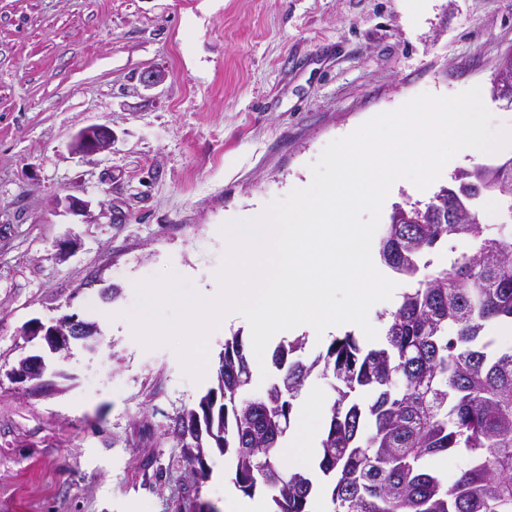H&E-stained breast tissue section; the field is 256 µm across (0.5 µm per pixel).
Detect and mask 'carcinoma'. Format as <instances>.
I'll return each mask as SVG.
<instances>
[{
	"instance_id": "carcinoma-1",
	"label": "carcinoma",
	"mask_w": 512,
	"mask_h": 512,
	"mask_svg": "<svg viewBox=\"0 0 512 512\" xmlns=\"http://www.w3.org/2000/svg\"><path fill=\"white\" fill-rule=\"evenodd\" d=\"M478 181L497 200L502 224H512V156L461 170L425 207L390 215L379 254L408 288L389 313L382 347L365 352L347 333L306 361L297 357L304 339L281 343L274 378L248 399L245 341L225 340L216 387L174 423L187 461L202 469L216 449L242 494L265 493L271 512H309L314 484L285 473L277 448L293 401L319 371L334 379L318 460L332 512H512V346L487 334L512 322V236L483 223L478 202L461 195ZM444 242L448 264L435 266L426 254ZM365 393L367 403L359 400ZM197 414L208 417L201 437ZM459 450L470 463L450 483L426 465Z\"/></svg>"
}]
</instances>
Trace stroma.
I'll list each match as a JSON object with an SVG mask.
<instances>
[{"instance_id": "stroma-1", "label": "stroma", "mask_w": 512, "mask_h": 512, "mask_svg": "<svg viewBox=\"0 0 512 512\" xmlns=\"http://www.w3.org/2000/svg\"><path fill=\"white\" fill-rule=\"evenodd\" d=\"M512 52V0H0V512H223L222 454L200 473L172 432L216 385L231 325L209 337L212 367L188 377L176 351L126 325L135 285L173 272L218 291L221 227L311 182L325 146L422 93L481 89L489 111ZM153 67L162 86L136 77ZM103 124L111 149L76 155ZM400 183L383 203H425ZM74 194L71 213L57 197ZM112 309V324L99 312ZM97 323L95 348L46 355L48 392L11 370L42 352L25 324ZM114 135L105 125H90L81 129L73 138L70 147L74 154H96L112 147Z\"/></svg>"}]
</instances>
